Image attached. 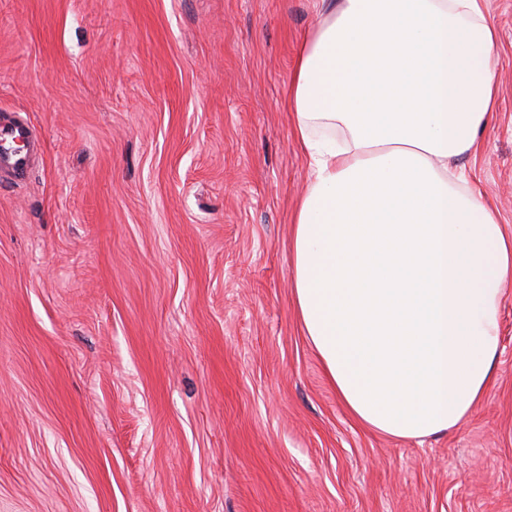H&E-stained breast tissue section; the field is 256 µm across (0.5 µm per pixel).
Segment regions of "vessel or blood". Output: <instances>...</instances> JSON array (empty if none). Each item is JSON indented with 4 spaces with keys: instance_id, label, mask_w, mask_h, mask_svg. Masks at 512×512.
<instances>
[{
    "instance_id": "vessel-or-blood-1",
    "label": "vessel or blood",
    "mask_w": 512,
    "mask_h": 512,
    "mask_svg": "<svg viewBox=\"0 0 512 512\" xmlns=\"http://www.w3.org/2000/svg\"><path fill=\"white\" fill-rule=\"evenodd\" d=\"M41 147L40 136L27 120L17 116L0 119V180L25 182Z\"/></svg>"
}]
</instances>
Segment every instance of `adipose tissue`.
Segmentation results:
<instances>
[{"mask_svg": "<svg viewBox=\"0 0 512 512\" xmlns=\"http://www.w3.org/2000/svg\"><path fill=\"white\" fill-rule=\"evenodd\" d=\"M497 41L484 0H330L298 50L294 300L341 403L392 438L458 427L492 381L512 239L448 163L492 117Z\"/></svg>", "mask_w": 512, "mask_h": 512, "instance_id": "adipose-tissue-1", "label": "adipose tissue"}]
</instances>
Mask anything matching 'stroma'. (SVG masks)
<instances>
[{
    "label": "stroma",
    "instance_id": "35a3bbf8",
    "mask_svg": "<svg viewBox=\"0 0 512 512\" xmlns=\"http://www.w3.org/2000/svg\"><path fill=\"white\" fill-rule=\"evenodd\" d=\"M459 157L512 236V0ZM321 0H0V512H512V282L460 428L395 439L329 384L293 295L311 181L286 108ZM42 141L34 127L17 116L3 117L0 123V180L24 183Z\"/></svg>",
    "mask_w": 512,
    "mask_h": 512
}]
</instances>
